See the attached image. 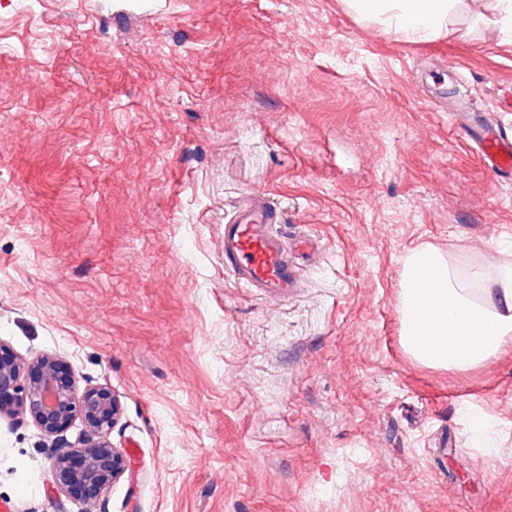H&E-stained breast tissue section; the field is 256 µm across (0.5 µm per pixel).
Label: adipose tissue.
Returning <instances> with one entry per match:
<instances>
[{"label": "adipose tissue", "instance_id": "ef3b65f1", "mask_svg": "<svg viewBox=\"0 0 512 512\" xmlns=\"http://www.w3.org/2000/svg\"><path fill=\"white\" fill-rule=\"evenodd\" d=\"M359 20L410 42L445 40L459 32L472 9L490 14L501 39L512 41V0H344ZM478 291L433 247L412 250L401 276V341L419 364L465 371L512 345V267L492 280L469 271Z\"/></svg>", "mask_w": 512, "mask_h": 512}]
</instances>
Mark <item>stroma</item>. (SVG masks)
<instances>
[{"instance_id": "obj_1", "label": "stroma", "mask_w": 512, "mask_h": 512, "mask_svg": "<svg viewBox=\"0 0 512 512\" xmlns=\"http://www.w3.org/2000/svg\"><path fill=\"white\" fill-rule=\"evenodd\" d=\"M491 28L411 43L342 0H0V343L119 398L102 512H512V348L455 371L401 342L409 251L512 264V183L446 108L512 128ZM252 190L319 240L285 301L224 270ZM48 444L0 419V501L84 512Z\"/></svg>"}]
</instances>
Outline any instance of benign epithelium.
<instances>
[{
  "label": "benign epithelium",
  "mask_w": 512,
  "mask_h": 512,
  "mask_svg": "<svg viewBox=\"0 0 512 512\" xmlns=\"http://www.w3.org/2000/svg\"><path fill=\"white\" fill-rule=\"evenodd\" d=\"M53 352L0 358V417L33 424L53 438L51 476L61 492L81 487L85 512H98L101 494L127 470L122 449L110 440L120 414L119 401L107 384L81 385L78 377L62 379ZM80 420L85 440L64 438L69 423Z\"/></svg>",
  "instance_id": "7a95c632"
}]
</instances>
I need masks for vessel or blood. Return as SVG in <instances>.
<instances>
[{"label":"vessel or blood","instance_id":"b4317fda","mask_svg":"<svg viewBox=\"0 0 512 512\" xmlns=\"http://www.w3.org/2000/svg\"><path fill=\"white\" fill-rule=\"evenodd\" d=\"M471 140L484 164L494 172L512 174V135L487 124L479 113L465 114ZM276 208L261 193L247 196L224 226V268L240 287L255 295L281 301L303 286L298 255L313 254L319 242L312 236L289 239L274 232Z\"/></svg>","mask_w":512,"mask_h":512}]
</instances>
